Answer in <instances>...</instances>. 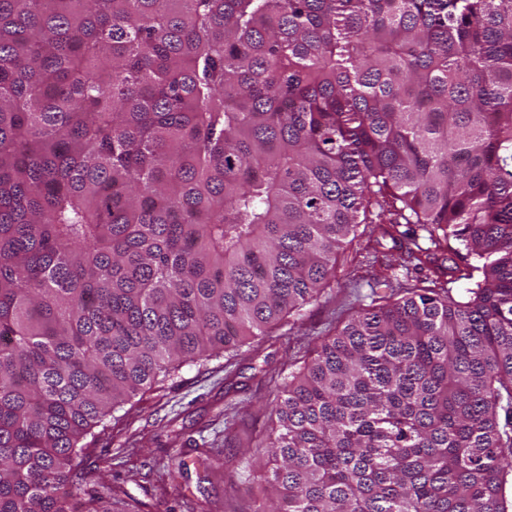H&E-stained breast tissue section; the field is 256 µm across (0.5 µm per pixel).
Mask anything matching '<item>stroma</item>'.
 <instances>
[{
  "label": "stroma",
  "instance_id": "1",
  "mask_svg": "<svg viewBox=\"0 0 512 512\" xmlns=\"http://www.w3.org/2000/svg\"><path fill=\"white\" fill-rule=\"evenodd\" d=\"M374 227L362 224L338 255L336 282L306 305L295 321L269 336L249 338L231 354L200 358L125 405L106 422L81 463L99 491L120 486L148 512H254L264 500V467L249 482L244 460L273 426L267 405L316 342L350 315L387 294L417 284L427 270L404 269L406 249L384 243L369 252ZM181 454L182 477L167 475Z\"/></svg>",
  "mask_w": 512,
  "mask_h": 512
}]
</instances>
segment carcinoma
<instances>
[{
    "mask_svg": "<svg viewBox=\"0 0 512 512\" xmlns=\"http://www.w3.org/2000/svg\"><path fill=\"white\" fill-rule=\"evenodd\" d=\"M361 224L448 280L289 374L255 512H512V0H0V512H142L87 436Z\"/></svg>",
    "mask_w": 512,
    "mask_h": 512,
    "instance_id": "1",
    "label": "carcinoma"
}]
</instances>
